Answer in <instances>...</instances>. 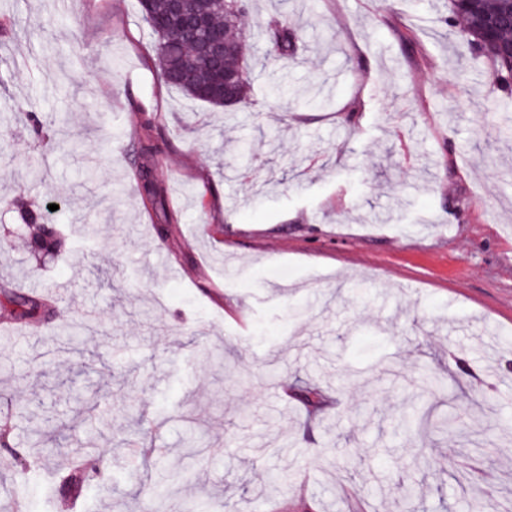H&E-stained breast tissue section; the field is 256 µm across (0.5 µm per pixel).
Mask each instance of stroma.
Wrapping results in <instances>:
<instances>
[{
  "mask_svg": "<svg viewBox=\"0 0 512 512\" xmlns=\"http://www.w3.org/2000/svg\"><path fill=\"white\" fill-rule=\"evenodd\" d=\"M283 8L307 50L266 69L253 39L229 122L160 79L138 0H0L17 29L0 35V282L47 304L0 308L21 334L0 341V420L16 448L44 437L28 477L0 448V512H63L87 439L102 464L81 512H142L154 482L170 512H469L475 488L512 512V141L492 64L455 40L448 0L248 2L256 23ZM281 78L326 82L333 108L274 106ZM147 138L167 144L163 235L137 192ZM25 207L60 253L33 255Z\"/></svg>",
  "mask_w": 512,
  "mask_h": 512,
  "instance_id": "1",
  "label": "stroma"
}]
</instances>
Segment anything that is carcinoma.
Masks as SVG:
<instances>
[{
  "instance_id": "carcinoma-1",
  "label": "carcinoma",
  "mask_w": 512,
  "mask_h": 512,
  "mask_svg": "<svg viewBox=\"0 0 512 512\" xmlns=\"http://www.w3.org/2000/svg\"><path fill=\"white\" fill-rule=\"evenodd\" d=\"M246 0H189L192 12L205 15L214 28H222L227 36V50L224 56L226 68L241 72L233 94L227 98H203L198 95L199 84L207 81L210 67L200 55L197 41L193 38H176L170 29L157 24V19L166 15L168 0H151L144 3L139 0L140 13L154 37L156 60L160 76L167 73L181 75V78L169 82V86L179 90L189 98L207 105L227 108L246 102L250 83L244 67V60L250 49L246 35ZM448 11L453 34L471 49L483 54L495 67L498 85L506 92L499 105L507 108L512 105V61L503 52V47L512 43V24L507 18L512 16V0H449ZM488 17L505 19L495 37L486 35L485 20ZM264 40L274 51L272 62L293 60L305 50L300 29L293 25L288 16L275 14L261 24ZM273 101L277 104L297 106L304 104L317 108L332 107L329 98L315 96L306 98L290 90L282 82L271 89ZM166 144L153 140L140 147L144 159L138 171L139 192L141 198L155 211L160 223L172 221L163 190L158 184L154 163L164 154ZM0 306L10 309L11 315L18 319H32L42 304L17 291L5 289L0 292ZM91 480V468L67 476L65 483L75 493H82Z\"/></svg>"
}]
</instances>
